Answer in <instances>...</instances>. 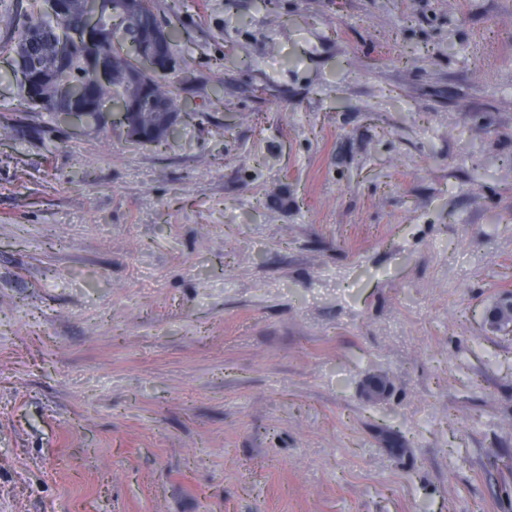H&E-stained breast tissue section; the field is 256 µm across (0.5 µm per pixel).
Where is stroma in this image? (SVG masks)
Returning <instances> with one entry per match:
<instances>
[{
  "mask_svg": "<svg viewBox=\"0 0 512 512\" xmlns=\"http://www.w3.org/2000/svg\"><path fill=\"white\" fill-rule=\"evenodd\" d=\"M153 6L161 144L0 55V512H502L512 0Z\"/></svg>",
  "mask_w": 512,
  "mask_h": 512,
  "instance_id": "stroma-1",
  "label": "stroma"
}]
</instances>
